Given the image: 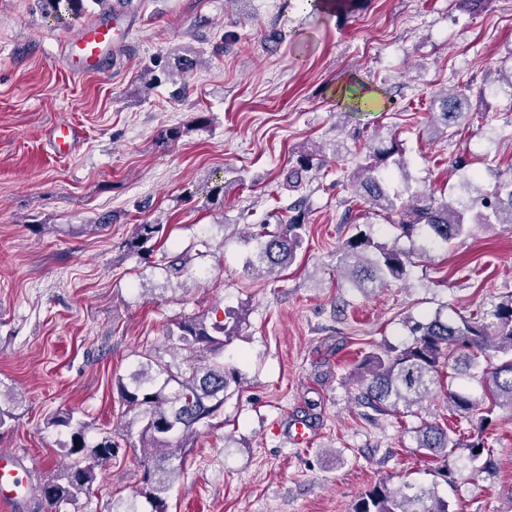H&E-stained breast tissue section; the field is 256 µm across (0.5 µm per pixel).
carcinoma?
Masks as SVG:
<instances>
[{
  "label": "carcinoma",
  "mask_w": 512,
  "mask_h": 512,
  "mask_svg": "<svg viewBox=\"0 0 512 512\" xmlns=\"http://www.w3.org/2000/svg\"><path fill=\"white\" fill-rule=\"evenodd\" d=\"M43 11L62 24L80 19L87 12L86 0H39ZM470 85L456 88L434 98L441 111L433 113L432 133L439 140H449L466 111ZM365 162L349 179L356 194L369 208L397 216L394 220L401 234L411 238L422 228L427 243L412 251L390 247L363 233L350 237L344 244L348 279L354 288L367 291L389 281H401L415 259L427 254V246L448 244L468 235L472 226L490 227L512 224V178L498 181L494 190L484 193L476 188L480 174L472 173L466 186L476 190L471 205L457 202L453 196L437 198L425 192H414L404 200L387 189L389 172L395 166L404 171L403 149L394 134L376 136L366 146ZM318 152L307 148L297 155L289 179L301 181L323 164ZM287 220L278 231L266 230V224L252 238L257 240L258 263L268 273L279 272L292 265L302 244L305 224L302 202L288 206ZM160 224H138L126 241L127 251L151 255L159 250ZM412 341L404 348L386 346L365 354L354 368L359 389L358 400L381 413L411 412L428 398L444 379L454 380L458 374L475 382L477 389L466 385L448 389L445 398L448 414L469 425L477 424L478 433L456 438L454 429L435 422H424L415 430L416 448L434 460L449 462L457 448L469 449L473 460L492 452L483 432L492 422L497 409L512 411V295L504 296L488 308L451 322L436 313L409 326ZM168 351L182 357L184 367L171 365L143 353L138 370L129 382L118 380L123 402L131 410L143 413L141 431L143 472L133 497L145 499L152 512H166V494L184 469L186 442L197 432V425L214 418L230 397L231 385H240V374L224 366V323L210 325L199 318L176 323L166 332ZM175 383L168 392L166 387ZM54 426L75 425L65 470L56 481L38 487V496L48 512H61L64 504L92 489L99 474L115 457L112 437L104 436L85 453V424L73 423V412L55 414ZM353 512H454L450 502L441 497L434 486L404 482L392 485L378 482L361 494Z\"/></svg>",
  "instance_id": "obj_1"
}]
</instances>
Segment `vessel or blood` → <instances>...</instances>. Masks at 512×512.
Masks as SVG:
<instances>
[{"mask_svg": "<svg viewBox=\"0 0 512 512\" xmlns=\"http://www.w3.org/2000/svg\"><path fill=\"white\" fill-rule=\"evenodd\" d=\"M129 32L127 16L121 10L81 25L65 49L72 72L86 76L100 71L106 61L108 46L114 39L128 37ZM50 140L56 153L68 155L79 147L81 135L76 127L61 121L51 128ZM31 489L28 473L20 469L12 455L0 453V500L19 502L28 498Z\"/></svg>", "mask_w": 512, "mask_h": 512, "instance_id": "b4317fda", "label": "vessel or blood"}]
</instances>
